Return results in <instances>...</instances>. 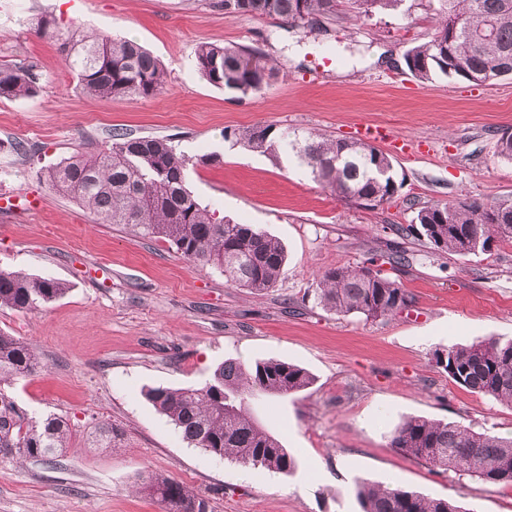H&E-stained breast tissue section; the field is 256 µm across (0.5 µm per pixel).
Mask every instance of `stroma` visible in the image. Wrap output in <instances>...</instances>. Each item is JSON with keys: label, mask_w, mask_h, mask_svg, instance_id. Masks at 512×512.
Instances as JSON below:
<instances>
[{"label": "stroma", "mask_w": 512, "mask_h": 512, "mask_svg": "<svg viewBox=\"0 0 512 512\" xmlns=\"http://www.w3.org/2000/svg\"><path fill=\"white\" fill-rule=\"evenodd\" d=\"M365 24L339 21L307 34L270 17L227 16L211 0H0V64L29 59L41 75L31 97L0 99V269L51 277L66 294L32 311L0 308V333L31 343L41 361L11 393L29 414L51 413L75 436L53 467L0 461V512H162L137 491L161 474L203 498L208 512H359L356 484H394L457 501L468 512H512V488L428 466L389 446L409 417L458 422L512 436V406L457 387L434 355L489 336L512 339V243L465 256L434 253L423 239L385 233L417 208L468 194L512 199V163L495 143L512 129V79L492 85L403 74V55L430 40L420 0ZM135 40L164 64L168 83L147 99L99 100L70 72L37 19ZM257 44L277 60L278 79L242 96L207 83L198 43ZM271 125L359 139L381 129L399 189L365 209L338 200L293 163L245 149L230 131ZM169 138L186 155L211 156L186 181L217 217L254 224L285 245L273 288L226 283L212 266L169 243L94 223L39 179L41 167L74 151L110 147L114 131ZM34 147L31 156L13 150ZM412 263L388 262L391 249ZM379 253L382 275L411 303L377 320L324 311L317 278ZM277 359L306 369L313 384L288 398L253 397L250 413L296 458L283 475L210 455L184 439L145 398L151 387L200 386L224 361ZM112 447H85L97 423Z\"/></svg>", "instance_id": "stroma-1"}]
</instances>
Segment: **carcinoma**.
<instances>
[{
  "label": "carcinoma",
  "mask_w": 512,
  "mask_h": 512,
  "mask_svg": "<svg viewBox=\"0 0 512 512\" xmlns=\"http://www.w3.org/2000/svg\"><path fill=\"white\" fill-rule=\"evenodd\" d=\"M405 0H351L350 19L363 22L378 13L396 11ZM437 16L431 39L406 51L411 77L421 83L437 76L461 77L485 85L512 78V0H427ZM229 16L274 17L312 33L336 17V0H213ZM38 30L51 35L86 91L100 99L149 98L167 82L161 62L138 43L105 34L85 33L77 24L66 31L49 15ZM260 54L253 69L241 59ZM198 72L208 83L241 95L255 94L279 75L274 60L255 46L201 42L195 52ZM36 65L20 59L0 65V99L29 97L37 90ZM251 150L278 160L286 156L336 197L374 208L397 192L388 154L361 140H340L316 132L275 131L271 126L236 133ZM495 155L512 162V132L503 131ZM193 159L173 141L132 137L115 131L104 152H75L42 173L54 193L75 201L98 224H122L144 238L168 242L185 258L212 265L226 282L262 292L275 285L287 255L283 245L251 224L218 221L186 184ZM419 225L433 249L468 255L494 242L512 241V199L479 202L465 194L415 211L411 224L386 226L396 236ZM377 256L351 266L338 264L318 277L317 304L341 316L367 319L392 316L408 306L409 296L397 282L374 269ZM67 291L65 283L39 275L0 270V306L31 311ZM435 363L459 388L512 406V340L494 336L454 344L436 354ZM39 370L34 347L0 333V459L28 460L49 467L69 447L73 431L66 420L29 415L9 392L19 378ZM302 367L280 360L246 365L229 361L201 387L150 388L146 398L170 418L183 437L205 452L287 474L297 461L272 432L247 412L255 393L295 396L312 384ZM91 448L112 447V427L101 423L86 435ZM399 453L494 486L512 487V438L478 432L454 423L408 418L390 435ZM165 512H207L206 501L191 495L178 481L149 473L139 484ZM360 512H467L457 502L433 498L394 485L361 480Z\"/></svg>",
  "instance_id": "obj_1"
}]
</instances>
